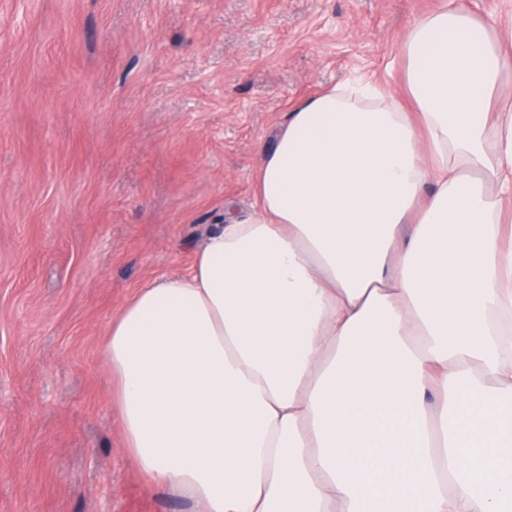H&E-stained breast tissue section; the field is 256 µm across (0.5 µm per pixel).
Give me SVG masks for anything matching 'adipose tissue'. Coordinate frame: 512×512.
<instances>
[{"label":"adipose tissue","mask_w":512,"mask_h":512,"mask_svg":"<svg viewBox=\"0 0 512 512\" xmlns=\"http://www.w3.org/2000/svg\"><path fill=\"white\" fill-rule=\"evenodd\" d=\"M512 22L460 0L300 102L189 274L105 341L124 450L190 512H512Z\"/></svg>","instance_id":"1"}]
</instances>
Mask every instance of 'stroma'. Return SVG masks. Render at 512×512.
I'll return each mask as SVG.
<instances>
[{
  "label": "stroma",
  "mask_w": 512,
  "mask_h": 512,
  "mask_svg": "<svg viewBox=\"0 0 512 512\" xmlns=\"http://www.w3.org/2000/svg\"><path fill=\"white\" fill-rule=\"evenodd\" d=\"M446 0H0V512H186L123 449L108 327L187 273L291 109Z\"/></svg>",
  "instance_id": "obj_1"
}]
</instances>
